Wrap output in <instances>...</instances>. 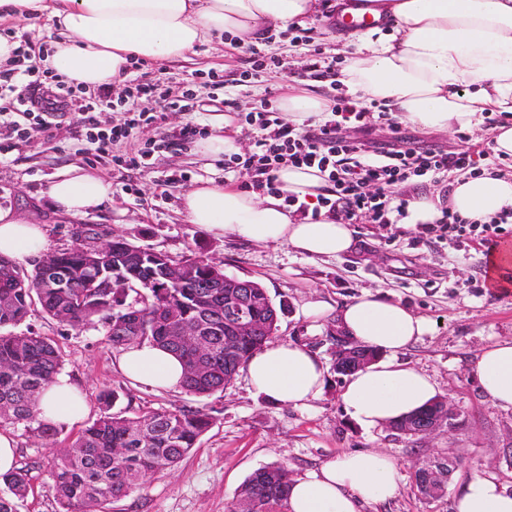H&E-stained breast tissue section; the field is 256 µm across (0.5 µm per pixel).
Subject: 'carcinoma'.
Segmentation results:
<instances>
[{"instance_id": "1", "label": "carcinoma", "mask_w": 512, "mask_h": 512, "mask_svg": "<svg viewBox=\"0 0 512 512\" xmlns=\"http://www.w3.org/2000/svg\"><path fill=\"white\" fill-rule=\"evenodd\" d=\"M104 236L94 225H78L71 244L45 253L30 270L0 258V428L21 426L50 449L57 447L60 430L39 419L38 401L61 374L64 357L55 341L13 331L33 303L65 326L103 323L115 348L148 343L176 354L184 364L182 388L196 397L224 390L277 331L278 310L260 284L238 288L236 278L206 260L176 261L163 251ZM165 275L172 280L161 290L157 283H165ZM240 299L260 323L253 336L237 335L228 321L229 304ZM183 324L197 327L199 339L210 346L205 362L196 361L194 349L178 338ZM117 399L115 391L102 389L99 416L53 462L49 489L62 512H102L130 496L143 487L146 474L177 466L214 422L199 408L114 414ZM291 482L280 464L260 468L229 512H287ZM3 484L11 496H0V512H17L16 500L30 487L29 470L16 469Z\"/></svg>"}]
</instances>
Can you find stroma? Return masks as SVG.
Listing matches in <instances>:
<instances>
[{"instance_id": "35a3bbf8", "label": "stroma", "mask_w": 512, "mask_h": 512, "mask_svg": "<svg viewBox=\"0 0 512 512\" xmlns=\"http://www.w3.org/2000/svg\"><path fill=\"white\" fill-rule=\"evenodd\" d=\"M318 5L319 13L309 25V43H293V30L276 31L266 49L280 65L266 71L254 87L239 83L244 51L257 41L253 34L235 41L215 37L178 59L144 60L141 74L161 88L192 83L196 107L168 113L161 126L141 127L132 139L115 143L113 154L134 152L189 121L214 133L226 113L223 101L213 98L209 76L214 72L223 75L226 99L235 100L239 112L249 111L264 95L273 106H280L294 88L320 100L344 95L343 86L310 81L303 75L314 50L335 59L342 70L360 46L356 34L336 31L329 24V0H318ZM5 35L28 39L33 48L46 51L57 29L46 17L2 21L0 36ZM399 126L401 134L423 144L484 152L488 176L512 175V166L501 164L493 150L495 127L467 129L462 140L453 128L426 129L404 120ZM74 168L112 184L111 200L78 218L56 213L48 193L54 179ZM203 180L223 182L224 163L206 158L200 146L174 144L155 154L148 167L122 169L99 159L93 145L66 123L50 134L33 128L25 140L0 156V207L42 225L49 248L70 243L72 227L84 223L176 259L201 258L222 266L226 275L258 282L280 306L276 341L306 346L327 368L321 395L304 406L266 400L242 372L224 390L207 397L180 388L152 389L124 376L119 367L123 351L112 347L102 325L63 326L40 306H33L25 325L61 347L63 373L87 404L84 422L98 417L96 395L105 386L119 394L115 411L128 415L191 407L214 417L212 428L177 468L154 474L140 491L111 504L109 512H228L245 480L264 466L283 463L295 478L337 455L377 449L396 459L403 488L395 499L369 506L367 512H454L460 486L475 472L512 488V468L505 462V452L512 448V411L494 407L471 371L474 358L486 346L512 339V293L498 294L488 287L481 247L456 250L432 234L415 241L407 226L393 229L361 217L353 224L354 250L312 260L284 244L217 236L190 223L183 212V196ZM366 291L399 302L429 321V332L399 359L429 375L441 396L455 405L461 419L457 431L443 427L422 439L389 425L365 428L344 411L345 381L332 368L328 331L336 325L335 307ZM312 302L327 303V311L317 318L304 316V307ZM12 434L17 464L32 476L18 512H59L47 488L52 450L23 428L13 429ZM437 456L458 457L463 464L454 470L442 498L424 500L410 487L411 466L415 460Z\"/></svg>"}]
</instances>
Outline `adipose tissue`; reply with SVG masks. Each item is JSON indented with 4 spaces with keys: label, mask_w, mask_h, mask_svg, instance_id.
<instances>
[{
    "label": "adipose tissue",
    "mask_w": 512,
    "mask_h": 512,
    "mask_svg": "<svg viewBox=\"0 0 512 512\" xmlns=\"http://www.w3.org/2000/svg\"><path fill=\"white\" fill-rule=\"evenodd\" d=\"M375 16H390L387 40L365 41L343 71L348 90L388 101L404 120L445 130L478 126L487 112H512V0H371ZM317 0H0V21L48 16L60 38L51 64L68 80L99 87L118 80L131 58H180L196 44L224 33L285 29L306 22ZM49 195L69 216L98 209L112 196L109 181L76 174L55 180ZM453 211L479 222L512 209V178L456 182ZM190 223L216 235L284 243L317 260L349 252L351 225L327 216H290L281 197L224 188L203 180L182 201ZM40 225L0 208V256L24 264L44 251ZM336 325L378 358L347 377L346 413L373 428L391 424L436 400L432 378L400 362L399 354L424 336L429 322L398 302L366 292L336 310ZM130 379L157 389L180 387L184 367L147 344L127 348L120 362ZM471 369L486 398L512 411V339L488 345ZM246 376L265 399L293 406L317 398L326 373L310 349L272 342L249 360ZM86 405L66 376H57L40 400V417L70 425ZM396 460L383 451L352 452L323 462L293 480L288 512H363L398 496ZM455 512H512V491L496 478L470 476Z\"/></svg>",
    "instance_id": "obj_1"
}]
</instances>
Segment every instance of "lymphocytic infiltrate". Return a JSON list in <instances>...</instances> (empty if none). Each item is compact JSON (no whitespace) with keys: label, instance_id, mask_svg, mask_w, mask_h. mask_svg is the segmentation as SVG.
Wrapping results in <instances>:
<instances>
[{"label":"lymphocytic infiltrate","instance_id":"1","mask_svg":"<svg viewBox=\"0 0 512 512\" xmlns=\"http://www.w3.org/2000/svg\"><path fill=\"white\" fill-rule=\"evenodd\" d=\"M21 76L18 84L0 82V127L7 129L10 138H24L28 122H37L48 131L57 120L69 117L103 157L110 155L114 143L132 137L139 127L161 123L168 112L194 108L193 89L162 94L157 84L138 76L130 79L126 98L159 101L158 110L128 108L121 119L104 128L97 116L112 106L107 91L83 96L81 86L33 64L27 65ZM370 118L367 104L343 97L334 100L320 124L311 128L286 119L268 102H261L239 114L242 126L255 136L250 150L225 159L224 173L247 175L246 189L283 195L287 208L299 217H315L324 211L341 224L353 223L361 216L377 224L399 223L407 215L416 181L436 180L452 170L469 171L474 178L483 176L478 152L423 148L405 140L377 146L351 137V130L367 126ZM286 167L318 170L325 185L315 202L282 194L278 173ZM440 210V217L422 225L421 230L437 233L455 247L475 241L491 248L504 235L505 223L512 220L511 210L483 223L460 216L446 204Z\"/></svg>","mask_w":512,"mask_h":512}]
</instances>
